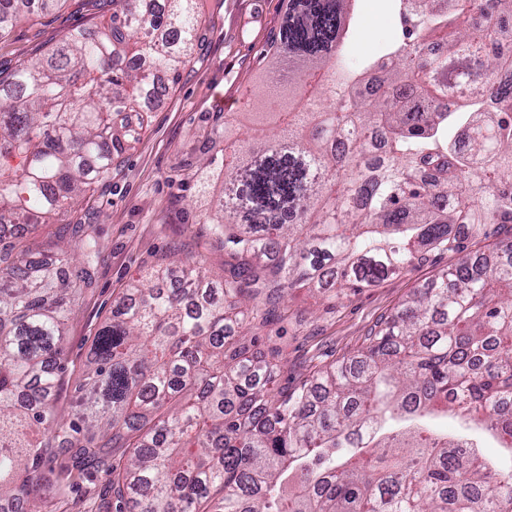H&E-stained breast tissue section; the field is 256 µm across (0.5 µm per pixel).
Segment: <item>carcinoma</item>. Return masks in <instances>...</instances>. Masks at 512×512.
<instances>
[{
    "label": "carcinoma",
    "mask_w": 512,
    "mask_h": 512,
    "mask_svg": "<svg viewBox=\"0 0 512 512\" xmlns=\"http://www.w3.org/2000/svg\"><path fill=\"white\" fill-rule=\"evenodd\" d=\"M58 2L0 0V36ZM110 2L0 77V512H52L60 458L110 471L116 512H512V237L465 251L512 224V0H391L403 38L359 74L357 0H288L266 49L288 66L279 133L232 140L226 119L202 170L241 189L207 220L238 266L218 290L200 259L131 284L67 420L66 326L98 243L77 231L36 258L16 240L112 173L143 129L114 115L166 95L202 21L196 0ZM432 252L460 261L291 393L232 333L297 288L346 296ZM448 414L465 431L433 427Z\"/></svg>",
    "instance_id": "obj_1"
}]
</instances>
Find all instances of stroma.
<instances>
[{
    "instance_id": "1",
    "label": "stroma",
    "mask_w": 512,
    "mask_h": 512,
    "mask_svg": "<svg viewBox=\"0 0 512 512\" xmlns=\"http://www.w3.org/2000/svg\"><path fill=\"white\" fill-rule=\"evenodd\" d=\"M287 5L288 0H203L192 55L168 94L145 113L121 115L123 121L144 123L140 141L123 153L106 182L95 186L91 205L40 225L27 239V246L46 248L59 242L63 227L85 224L101 251L93 283L79 290L68 321L60 414H72L75 384L92 341L130 281L177 249L202 255L209 278L223 281L233 258L223 245L209 241L205 223L208 200L220 193L222 183L214 179L201 189L196 171L205 159L223 156L225 119H232L237 133L249 128L248 114L269 78L263 53ZM106 13L98 0H62L37 16L19 18L0 36V74L46 55L73 30L101 24ZM401 37L398 14L388 0H361L350 33L353 64L382 58ZM456 261V255L434 253L407 272L346 297L296 289L273 322L252 323L253 351L279 364L277 386L295 387L320 366L359 349L377 322ZM111 480L103 470L78 479L69 503L57 504V512H72L75 501L86 512H106Z\"/></svg>"
}]
</instances>
